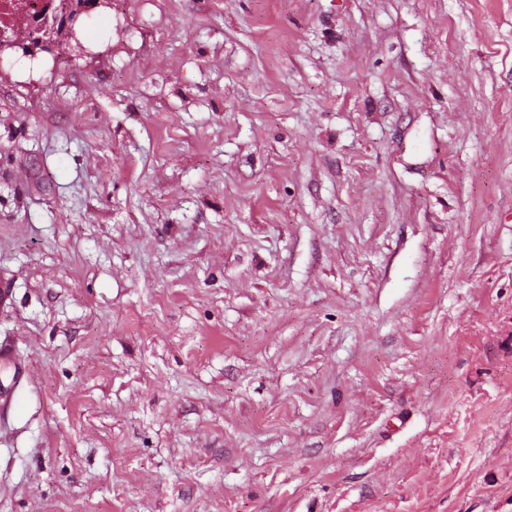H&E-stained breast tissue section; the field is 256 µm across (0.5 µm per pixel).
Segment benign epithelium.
I'll return each mask as SVG.
<instances>
[{
	"instance_id": "benign-epithelium-1",
	"label": "benign epithelium",
	"mask_w": 512,
	"mask_h": 512,
	"mask_svg": "<svg viewBox=\"0 0 512 512\" xmlns=\"http://www.w3.org/2000/svg\"><path fill=\"white\" fill-rule=\"evenodd\" d=\"M82 11L71 5V0L47 2L46 14L31 25V34L23 39L14 33L0 30V64L18 51L32 56L37 52L54 53L65 46L79 54L84 48L79 39Z\"/></svg>"
}]
</instances>
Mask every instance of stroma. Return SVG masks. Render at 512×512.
Returning a JSON list of instances; mask_svg holds the SVG:
<instances>
[{"instance_id": "1", "label": "stroma", "mask_w": 512, "mask_h": 512, "mask_svg": "<svg viewBox=\"0 0 512 512\" xmlns=\"http://www.w3.org/2000/svg\"><path fill=\"white\" fill-rule=\"evenodd\" d=\"M0 66V512H512V0H112Z\"/></svg>"}]
</instances>
